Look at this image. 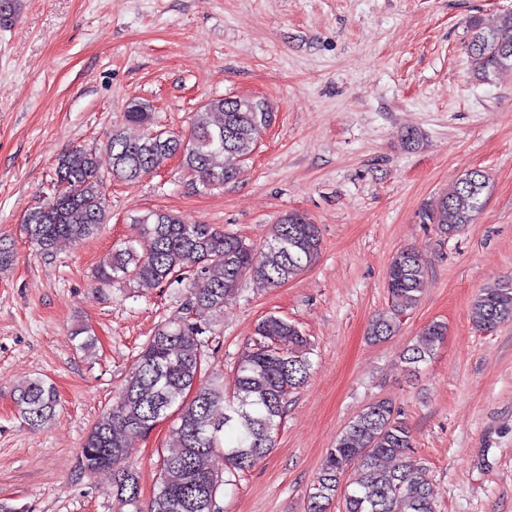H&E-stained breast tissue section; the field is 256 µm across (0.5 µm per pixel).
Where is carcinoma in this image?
<instances>
[{
  "label": "carcinoma",
  "mask_w": 512,
  "mask_h": 512,
  "mask_svg": "<svg viewBox=\"0 0 512 512\" xmlns=\"http://www.w3.org/2000/svg\"><path fill=\"white\" fill-rule=\"evenodd\" d=\"M468 29L466 53L478 80L489 82L512 71L511 10L490 26L473 18ZM274 117L263 98L217 97L198 107L186 135L154 136L148 131L130 139L115 132L108 143L112 179L135 183L178 155L192 190L234 183ZM125 120L148 127L149 105L130 102ZM54 175L53 196L29 213L25 225L28 241L44 255L62 240L82 243L98 235L106 223L103 175L94 150L77 147L62 154ZM488 190V176L470 170L424 209L422 223L434 224L440 235L451 237L475 221ZM131 224L136 235L94 270L96 285L176 288L183 296V315L160 322L143 344L112 405L89 431L80 465L89 475L112 472V496L140 512L139 475L130 462L133 449L128 442L147 435L157 420L172 414L176 443L162 459L146 512H220L216 498L221 487L274 447L288 396L310 376V341L287 319L264 317L253 348L238 361L235 391L226 395L219 380L202 379L212 346L209 317L237 296L245 278L279 288L313 265L321 252V233L306 215L294 211L280 216L259 245L217 224L184 221L171 211L147 210L132 217ZM427 283L418 252L398 251L386 271L390 309L371 320L368 339L380 343L395 336L400 316L417 307ZM470 320L483 331L512 322V281L480 289L470 305ZM447 335L445 323L431 322L403 350V361L417 367ZM15 404L20 418L39 429L56 416L59 397L55 386L39 377L17 389ZM414 443L412 428L392 402L369 403L329 450L309 494L308 512H329L337 498L342 512H437L427 468L410 461ZM216 453L224 456L230 478L208 465ZM384 459L395 465L380 467ZM351 470L355 478L340 486Z\"/></svg>",
  "instance_id": "cac0c4a2"
}]
</instances>
